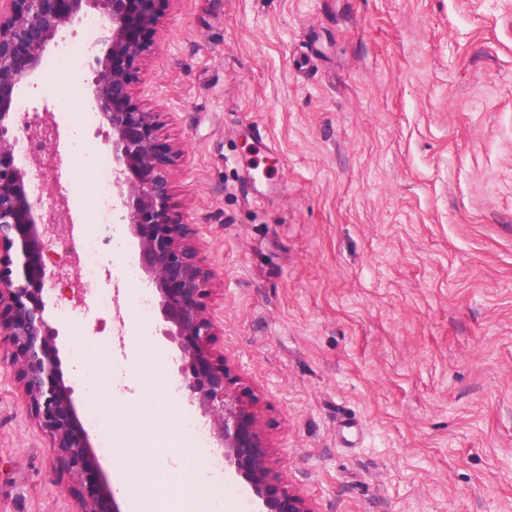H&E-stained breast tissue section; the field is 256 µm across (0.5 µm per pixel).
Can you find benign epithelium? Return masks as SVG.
<instances>
[{
    "label": "benign epithelium",
    "instance_id": "1",
    "mask_svg": "<svg viewBox=\"0 0 512 512\" xmlns=\"http://www.w3.org/2000/svg\"><path fill=\"white\" fill-rule=\"evenodd\" d=\"M158 0H0V245L15 255H0V338L14 347L31 414L53 440L56 466L67 473L77 495L78 512H120L111 505L108 486L88 488L98 468L90 438L75 408L74 388L65 384L57 340L45 297L59 284L78 289L75 280L50 267L45 257L56 238L73 223L68 200L53 194L51 206L38 213L29 201L28 170L53 163L51 179L60 185L61 132L56 113L44 105L33 118L9 111L16 90L32 83L45 68L50 43L75 26L90 9L105 21V35L85 56L93 75L90 95L98 133L111 150L112 209L137 240L142 271L162 318L171 325L164 335L179 353L180 390L211 421L224 466L244 480L257 512H316L312 503L288 484L275 450L265 436L257 398L213 348L216 326L207 313L210 272L188 238L186 224L170 205V157L158 145L154 113L134 101L131 69L146 49L145 35L159 20ZM26 139V163L16 146Z\"/></svg>",
    "mask_w": 512,
    "mask_h": 512
}]
</instances>
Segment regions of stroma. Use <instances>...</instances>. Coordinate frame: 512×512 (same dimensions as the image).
<instances>
[{
    "instance_id": "obj_1",
    "label": "stroma",
    "mask_w": 512,
    "mask_h": 512,
    "mask_svg": "<svg viewBox=\"0 0 512 512\" xmlns=\"http://www.w3.org/2000/svg\"><path fill=\"white\" fill-rule=\"evenodd\" d=\"M147 41L133 96L291 485L316 512H512V0H163ZM90 44L16 95L69 91L66 175L104 149L81 124ZM70 309L52 323L82 415L72 351L112 321ZM55 456L0 366V512H76Z\"/></svg>"
}]
</instances>
